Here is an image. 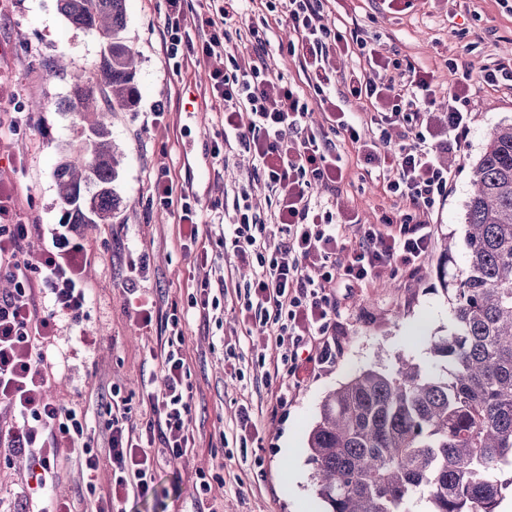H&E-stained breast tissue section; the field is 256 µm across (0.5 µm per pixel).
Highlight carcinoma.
Returning <instances> with one entry per match:
<instances>
[{
	"instance_id": "cac0c4a2",
	"label": "carcinoma",
	"mask_w": 512,
	"mask_h": 512,
	"mask_svg": "<svg viewBox=\"0 0 512 512\" xmlns=\"http://www.w3.org/2000/svg\"><path fill=\"white\" fill-rule=\"evenodd\" d=\"M77 28L95 33L91 73L72 75L80 145L54 171L67 224H110L122 200L106 112L138 103L136 55L126 43L125 0H60ZM465 266L439 278L452 328L427 339L440 365L401 357L329 392L307 437L311 479L325 512H498L512 485V124L493 131L472 166Z\"/></svg>"
}]
</instances>
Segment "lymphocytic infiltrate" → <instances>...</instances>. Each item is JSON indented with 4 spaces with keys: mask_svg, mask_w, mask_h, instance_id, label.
Returning <instances> with one entry per match:
<instances>
[{
    "mask_svg": "<svg viewBox=\"0 0 512 512\" xmlns=\"http://www.w3.org/2000/svg\"><path fill=\"white\" fill-rule=\"evenodd\" d=\"M250 2L224 0L215 11L190 13L186 0H166V49L175 53L186 48L200 63L227 56L229 67L209 74L213 97L224 102V142L213 145L211 153L217 157L224 146H241L254 160L253 184L264 186L275 199L272 219L266 222L253 212L251 186L233 196V213L221 241L255 269L236 291L241 311L253 327L270 331L280 343L299 348L307 338L323 337L316 359L329 363L339 349L328 340L335 310L323 294L325 282L369 283L390 265L411 274L420 269L432 247V216L448 198L453 160L467 144L473 83L465 75L448 93H439L431 72L384 57L363 27L325 25L327 0H265L268 14L285 13L296 33L287 52L298 59L307 81L306 89H297L274 75L263 59L269 27L249 26L252 52L230 53ZM342 56L357 59L358 69L338 73L333 61ZM353 99L367 103L366 119L347 111ZM438 106L448 111L447 126L434 121ZM316 109L328 120L329 131L313 123ZM366 122L373 128L368 136L362 133ZM394 126L404 130L402 144L395 147L387 142ZM338 135L354 146L367 172L381 178L385 193L406 204L402 211L382 213L379 223L362 225L359 243L351 249L340 233L351 221L348 212L337 201L314 195L319 187L332 188L343 179L346 158L334 142ZM151 190L161 204L176 209L183 238L196 240L201 222L197 205L188 195H175L164 173ZM15 216L14 191L0 185V274L14 283L0 297V405L23 421L18 433L0 428V447L30 454L32 479L42 490L58 480L61 459H78L86 474L108 460L112 486L106 496L91 499L87 509L121 512L129 496L152 491L159 460L175 462L195 446L181 318L173 313L165 320L164 389L148 397L154 420L139 431L126 427L128 400L110 392L101 404L109 431L106 452L98 454L90 444L86 413L45 394L55 369L49 349L57 317L78 316L86 297L73 227L60 225L52 249L29 261L22 254L32 227L17 223ZM271 223L277 226L273 235L267 231ZM344 250L348 260L337 263ZM38 283L50 292L49 310L36 301ZM157 444L162 447L158 455L152 452Z\"/></svg>",
    "mask_w": 512,
    "mask_h": 512,
    "instance_id": "lymphocytic-infiltrate-1",
    "label": "lymphocytic infiltrate"
}]
</instances>
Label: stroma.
<instances>
[{
    "instance_id": "obj_1",
    "label": "stroma",
    "mask_w": 512,
    "mask_h": 512,
    "mask_svg": "<svg viewBox=\"0 0 512 512\" xmlns=\"http://www.w3.org/2000/svg\"><path fill=\"white\" fill-rule=\"evenodd\" d=\"M165 12V0H126L124 37L138 55L139 104L108 117L120 160L114 188L123 206L112 223L85 224L76 234L86 302L78 318L58 320L56 347L65 367L52 378L49 393L94 419L92 448L107 443L99 405L108 388L130 397L128 422L144 427L153 417L148 395L162 385L158 353L165 338L156 329L143 335L136 306L147 297L159 316L178 310L185 317L196 446L177 464L160 465L154 493L129 498L124 512H321L305 446L326 394L360 370L393 371L401 354L433 366L427 339L451 325L436 270L448 236L456 266L464 265L472 163L497 126L512 124V87L481 80L494 61L512 58V0H409L401 12L382 0H332L326 25L357 18L378 35V48L390 59L427 67L445 89L458 78L448 66L455 59L465 63L474 86L468 144L454 164L448 200L433 217L432 251L412 275L392 266L369 285L327 284L337 305L340 355L321 365L294 360L291 345L251 328L230 291L251 271L225 252L220 228L210 219L232 206V192L247 184L252 160L238 148L228 159L212 157V142L224 137V103L212 97L207 80L224 61L198 64L167 53ZM294 37L288 20L280 19L264 55L273 73L293 83L300 79L299 63L282 46ZM100 51L98 38L75 28L57 0H6L0 7V184L17 196V220L34 227L24 246L27 258L51 246L62 222L53 172L77 139L78 119L67 107L71 74L91 68ZM61 58L63 71L54 67ZM196 101L203 111H192ZM16 123L17 134L11 130ZM343 150L348 164L339 202L355 218L344 229L353 246L357 224L378 223L382 212L401 203L366 173L351 145ZM162 170L202 213L196 245L183 247L173 210L151 198ZM204 260L220 302L206 319L189 306ZM244 405L254 412L255 426L247 430L238 422ZM30 476L27 457L0 463V512H27L20 493ZM204 480L210 492H202Z\"/></svg>"
}]
</instances>
